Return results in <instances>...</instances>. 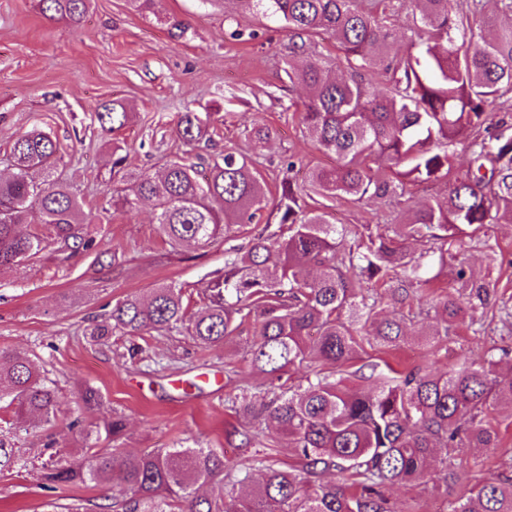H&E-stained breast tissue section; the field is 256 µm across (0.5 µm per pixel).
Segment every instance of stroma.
Returning a JSON list of instances; mask_svg holds the SVG:
<instances>
[{
  "label": "stroma",
  "instance_id": "1",
  "mask_svg": "<svg viewBox=\"0 0 512 512\" xmlns=\"http://www.w3.org/2000/svg\"><path fill=\"white\" fill-rule=\"evenodd\" d=\"M255 31L256 39H234L233 31ZM292 43L287 24L241 6L209 0H159L157 14L135 11L128 0H90L81 21L53 20L39 0H0V176L9 173L14 140L37 127L58 147V171L72 191L93 208H105L121 175L155 170L186 159L206 173L224 150L251 155L276 197L288 157L307 166L331 167L334 156L317 150L300 123L305 89L290 83L286 70ZM115 101L134 114L112 134L102 130L95 108ZM185 112L210 119L209 137L184 145L176 127ZM270 126L272 138L253 154L246 136L254 121ZM124 162L112 170V146ZM309 209L331 222L351 226L388 223L392 203L349 197L305 196ZM97 248L72 252L49 243L35 259L0 271V350L29 356L55 386L59 411L54 426L19 428L12 409H0V440L13 456L0 470V512H122L108 487L73 484L44 488L43 466L80 452L83 442L72 421L95 427L98 415L77 405L81 386L103 395L107 412L124 416L120 448L202 447L243 465L255 451H270L280 467L295 458L285 434L236 415L228 401L240 388L261 383L248 368L247 343L257 334L244 323L233 342L201 349L185 334L113 333L92 341L89 331L127 295L175 283L196 310L211 274L224 265V241L199 250H173L157 230L150 204L134 212L107 211L88 229ZM487 246L465 243L476 273H492L498 291L512 297V226L485 228ZM512 350V325L493 320L479 331L461 328L442 350L424 356L416 342L367 348V360L398 371L415 365L442 370L461 358L481 359L490 347ZM255 433L251 446L242 432ZM467 477L512 479V427L499 447L471 451ZM391 497L413 504L414 512H444L455 491L430 480L397 485Z\"/></svg>",
  "mask_w": 512,
  "mask_h": 512
}]
</instances>
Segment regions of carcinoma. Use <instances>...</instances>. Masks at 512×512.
<instances>
[{
  "label": "carcinoma",
  "mask_w": 512,
  "mask_h": 512,
  "mask_svg": "<svg viewBox=\"0 0 512 512\" xmlns=\"http://www.w3.org/2000/svg\"><path fill=\"white\" fill-rule=\"evenodd\" d=\"M88 0H40L51 19L79 21ZM264 15L278 16L296 41L290 47L288 78L309 91L302 124L316 148L336 157L330 168L313 167L308 188L324 197L355 202L387 198L402 206L387 232L364 234L338 226L326 213L301 204L304 188L288 178L273 212L288 236L257 233L227 250L224 269L213 273L203 301L190 312L182 288L160 284L113 305L90 336L118 330L184 331L203 348L233 340L245 321L258 325L249 343L250 365L264 376L270 397L256 404L248 390L230 410L261 419L288 436L296 461L286 469L256 453L246 466L229 463L211 448H158L108 452L90 444L65 462L44 466L45 488L76 483L105 484L125 512H408L388 495L396 485L435 476L448 486L465 485L448 512H512V479L463 482V462L473 448H497L499 418H512V370H495V357L465 360L446 371L414 366L399 376L364 360V344L395 347L408 335L405 315L379 316L375 288H388L404 302L410 289L427 285L424 255L407 243L439 251L473 238L487 224H512V135L508 122L485 125V109L512 100V0H411L407 47L393 52V29L380 21L378 0H247ZM482 19L479 33L464 16ZM322 32L342 50L349 68L376 81L338 78L326 58L305 51L304 36ZM101 126L116 133L131 120L118 102L97 112ZM186 144L201 141V118L186 112L177 124ZM271 136L263 124L248 134L254 150ZM468 167H455L457 151ZM57 145L31 130L14 142L12 175L0 179V271L31 260L45 236L19 230L39 211L54 239L74 252L93 247L85 228L98 219L57 175ZM39 171L35 179L31 172ZM448 179V196L402 205L406 185ZM151 202L155 222L174 248H205L228 239L267 206L264 179L247 157L231 151L213 161L209 174L172 161L157 172H140L112 193L111 206L129 213ZM455 292L435 304V324L416 333L432 349L464 324L472 312L512 319V306L497 302L495 283L461 261L451 270ZM366 379L372 389L354 386ZM83 408L104 406L101 393L81 391ZM32 427L56 420L58 398L27 358L0 350V403ZM123 417H102L96 434L117 441ZM345 476L332 481V473Z\"/></svg>",
  "instance_id": "1"
}]
</instances>
